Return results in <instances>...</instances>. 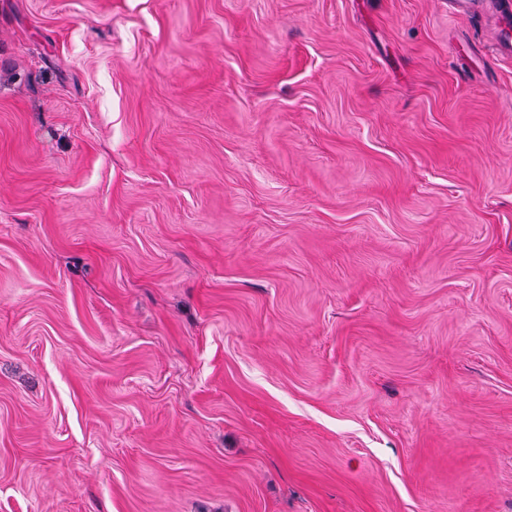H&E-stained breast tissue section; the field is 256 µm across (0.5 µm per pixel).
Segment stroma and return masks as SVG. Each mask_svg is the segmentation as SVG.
Listing matches in <instances>:
<instances>
[{"instance_id":"obj_1","label":"stroma","mask_w":512,"mask_h":512,"mask_svg":"<svg viewBox=\"0 0 512 512\" xmlns=\"http://www.w3.org/2000/svg\"><path fill=\"white\" fill-rule=\"evenodd\" d=\"M497 37L0 0V512H512Z\"/></svg>"}]
</instances>
